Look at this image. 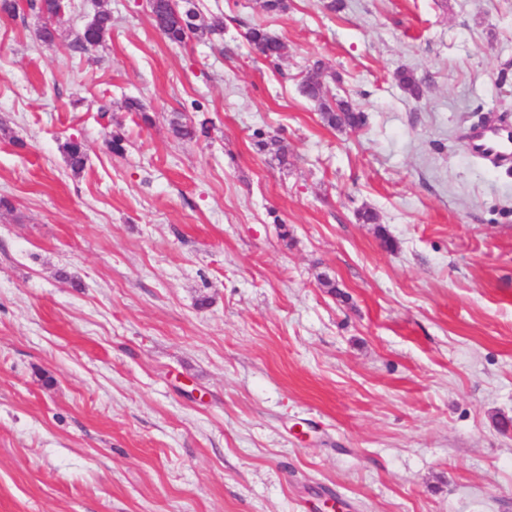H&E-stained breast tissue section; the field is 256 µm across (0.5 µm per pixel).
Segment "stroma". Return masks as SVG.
<instances>
[{
  "label": "stroma",
  "mask_w": 512,
  "mask_h": 512,
  "mask_svg": "<svg viewBox=\"0 0 512 512\" xmlns=\"http://www.w3.org/2000/svg\"><path fill=\"white\" fill-rule=\"evenodd\" d=\"M197 3L223 35L0 14V512H512V165L469 148L512 124V0ZM112 27V17L108 12L99 13L96 22L86 27L75 41V48L88 52L90 48L101 43ZM244 37L265 58L277 60L282 57L284 44L262 24H255L247 28ZM322 67L317 65L307 76L302 93L317 105L322 121L331 128H355L363 123V115L353 110L344 99L336 98L333 104L326 96L325 82L322 80ZM337 104V105H336Z\"/></svg>",
  "instance_id": "stroma-1"
}]
</instances>
